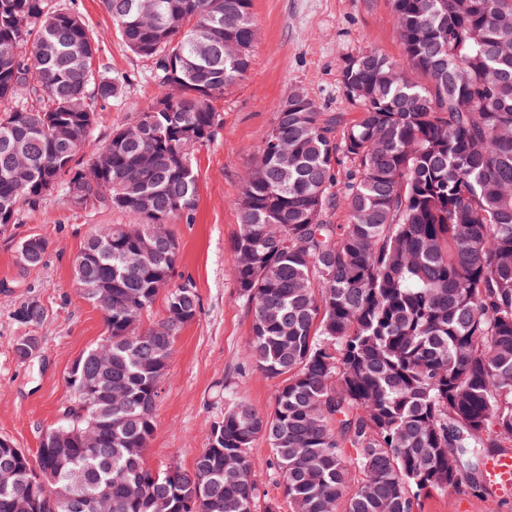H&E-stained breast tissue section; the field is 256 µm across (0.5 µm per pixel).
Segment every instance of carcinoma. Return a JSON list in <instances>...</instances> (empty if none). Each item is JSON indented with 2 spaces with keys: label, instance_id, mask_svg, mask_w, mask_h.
<instances>
[{
  "label": "carcinoma",
  "instance_id": "1",
  "mask_svg": "<svg viewBox=\"0 0 512 512\" xmlns=\"http://www.w3.org/2000/svg\"><path fill=\"white\" fill-rule=\"evenodd\" d=\"M135 54L180 98L140 108V132L119 129L93 154L109 166L80 185L94 131V102L118 100L124 79L96 68L82 21L57 0H0V232L53 191L76 189L89 209H116L155 226L154 261L136 253L123 225L100 226L79 251L73 286L104 313V336L66 378L90 375L94 353L112 355V418L97 448L36 458L0 456L21 483L0 487V512L25 490L48 493L73 473L112 512H256L260 489L249 455L265 438L288 503L301 512H421L430 495L480 470L485 448L512 447V0H391L403 54L366 49L347 59L342 89L357 112H278L245 171L235 201L240 232L230 261L251 314L249 365L279 380L262 414L224 387V413L190 472L146 465L142 444L176 337L201 310L175 278L178 242L165 227L197 204L192 150L222 115L214 102L242 81L251 52L234 60L224 41L249 48L252 0H155L181 19L171 32L137 0H103ZM343 206L350 221L336 224ZM112 288L101 300L92 289ZM166 293L163 316L142 319ZM34 300L14 311L43 320ZM137 484L144 495L129 498Z\"/></svg>",
  "mask_w": 512,
  "mask_h": 512
}]
</instances>
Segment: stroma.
I'll return each mask as SVG.
<instances>
[{
  "label": "stroma",
  "instance_id": "35a3bbf8",
  "mask_svg": "<svg viewBox=\"0 0 512 512\" xmlns=\"http://www.w3.org/2000/svg\"><path fill=\"white\" fill-rule=\"evenodd\" d=\"M60 2L85 23L101 73L125 79L121 100L95 106L97 122L88 146L94 152L113 131L131 123L161 87L150 61L122 40L102 0ZM252 13L256 38L251 69L217 100L223 127L209 145L193 153L198 175L193 218L175 219L168 226L179 244L178 274L192 281L201 311L180 332L161 383L146 452L147 464L155 469L173 462L192 469L224 410L225 383H232L256 411L272 407L276 380L255 369H239L251 315L239 297L229 256L240 228L234 205L240 179L277 110L291 92L300 90L321 111L349 112L341 88L345 60L370 48L393 59L401 56L391 0H253ZM130 221L120 211L74 206L55 192L39 208L25 211L21 224L0 234V437L29 455H36L70 397L65 382L70 366L105 330L101 311L72 288L70 260L96 226ZM33 234L49 242V254L45 265L24 273L17 265L16 246ZM26 299L42 304V322L23 325L15 320V309ZM23 336L36 337L39 346L21 361L13 346ZM250 455L260 505L272 503L278 512H291L272 475L267 441L256 439ZM421 512H512V495L498 497L465 486L430 496Z\"/></svg>",
  "mask_w": 512,
  "mask_h": 512
}]
</instances>
